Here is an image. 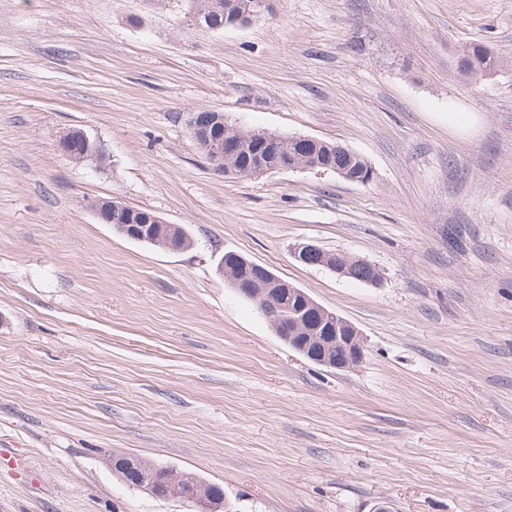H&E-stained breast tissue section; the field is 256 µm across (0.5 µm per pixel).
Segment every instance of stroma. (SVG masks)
<instances>
[{"label":"stroma","mask_w":512,"mask_h":512,"mask_svg":"<svg viewBox=\"0 0 512 512\" xmlns=\"http://www.w3.org/2000/svg\"><path fill=\"white\" fill-rule=\"evenodd\" d=\"M472 42L497 76H459ZM200 108L374 176H224ZM73 130L99 157L59 149ZM112 197L192 247L99 223L86 204ZM304 241L380 282L297 262ZM227 251L350 321L362 362L285 345ZM115 453L247 512H512V0H276L221 31L187 0H0V512H194ZM112 470L115 472L129 487L143 491L141 487H147L150 482L155 485L161 465L147 459H140L133 456L123 454H112L110 459ZM133 462L131 467L129 462ZM127 468H122L123 464ZM161 471L167 475L175 477L178 475V471L167 467ZM201 478L191 471H182L176 478L166 480L161 484L163 493L167 494L171 498H176L182 495L185 491L196 488L197 485H201Z\"/></svg>","instance_id":"stroma-1"}]
</instances>
